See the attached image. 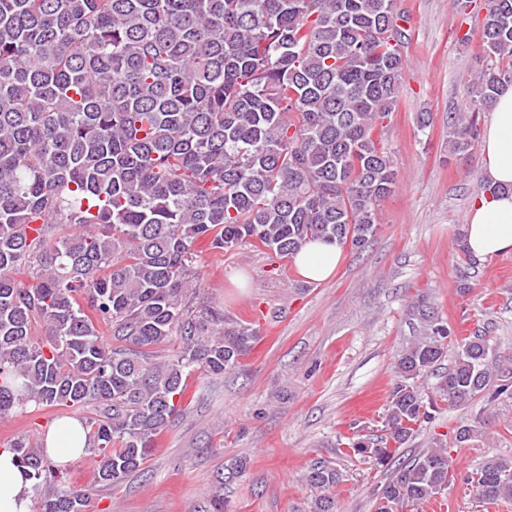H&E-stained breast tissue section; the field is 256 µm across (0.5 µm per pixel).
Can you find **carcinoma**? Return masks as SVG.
Here are the masks:
<instances>
[{"label": "carcinoma", "instance_id": "carcinoma-1", "mask_svg": "<svg viewBox=\"0 0 512 512\" xmlns=\"http://www.w3.org/2000/svg\"><path fill=\"white\" fill-rule=\"evenodd\" d=\"M410 22L398 0H0V416L94 405L84 453L100 457L98 481L142 469L188 376L224 374L258 340L188 305L198 241L289 257L374 235L395 187L374 131L398 104ZM479 37V57L507 63L479 69L470 115L448 114L463 157L476 113L512 84V0H487ZM449 337L436 322L398 356L384 433L341 449L391 468L375 512H420L448 489V449L396 452L432 419L423 384ZM457 345L437 383L450 405L512 399L511 354L481 336ZM486 421L455 444L477 447ZM8 448L41 512H85L89 490L49 485L44 452L23 437ZM305 481L322 491L310 512H336L342 473L314 459ZM468 481L486 504L511 501L512 460L487 458Z\"/></svg>", "mask_w": 512, "mask_h": 512}]
</instances>
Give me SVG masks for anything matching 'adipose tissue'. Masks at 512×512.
<instances>
[{
    "instance_id": "ef3b65f1",
    "label": "adipose tissue",
    "mask_w": 512,
    "mask_h": 512,
    "mask_svg": "<svg viewBox=\"0 0 512 512\" xmlns=\"http://www.w3.org/2000/svg\"><path fill=\"white\" fill-rule=\"evenodd\" d=\"M483 154L486 177L497 193L477 197L465 227V243L474 257L512 252V85L504 86L492 108ZM338 260L335 245L313 240L294 256L300 276L311 282L328 279ZM31 479L9 449L0 450V512H32Z\"/></svg>"
}]
</instances>
